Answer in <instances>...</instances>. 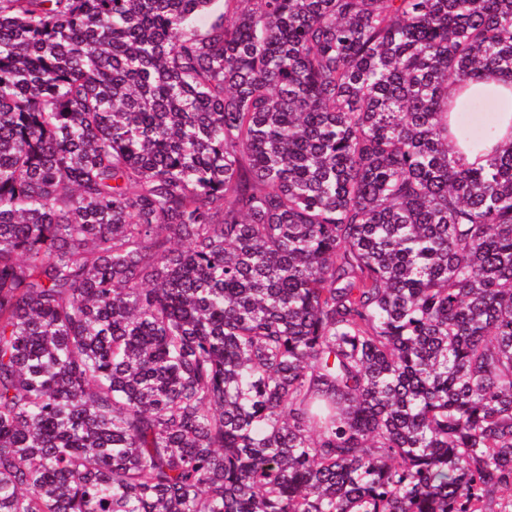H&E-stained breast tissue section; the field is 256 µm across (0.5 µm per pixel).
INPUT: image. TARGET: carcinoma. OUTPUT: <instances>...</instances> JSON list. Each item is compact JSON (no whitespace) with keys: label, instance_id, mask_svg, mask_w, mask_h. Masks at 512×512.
<instances>
[{"label":"carcinoma","instance_id":"obj_1","mask_svg":"<svg viewBox=\"0 0 512 512\" xmlns=\"http://www.w3.org/2000/svg\"><path fill=\"white\" fill-rule=\"evenodd\" d=\"M488 72L512 0H0V512H512Z\"/></svg>","mask_w":512,"mask_h":512}]
</instances>
